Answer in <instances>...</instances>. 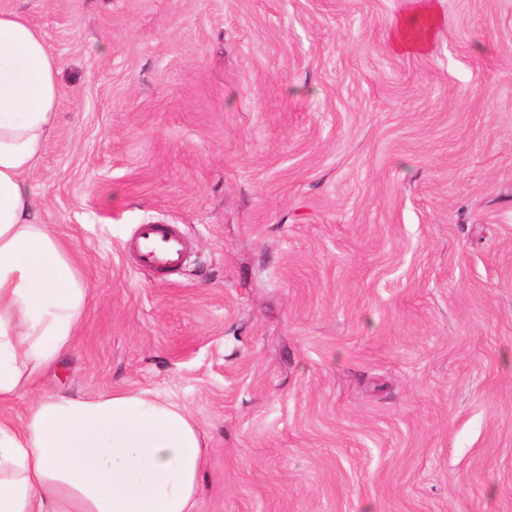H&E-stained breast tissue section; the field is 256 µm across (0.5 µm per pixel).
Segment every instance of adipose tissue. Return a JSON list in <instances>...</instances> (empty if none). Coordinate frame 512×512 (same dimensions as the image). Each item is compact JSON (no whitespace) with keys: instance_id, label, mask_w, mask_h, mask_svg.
I'll return each mask as SVG.
<instances>
[{"instance_id":"1","label":"adipose tissue","mask_w":512,"mask_h":512,"mask_svg":"<svg viewBox=\"0 0 512 512\" xmlns=\"http://www.w3.org/2000/svg\"><path fill=\"white\" fill-rule=\"evenodd\" d=\"M437 0H407L389 50L428 54ZM59 63L17 13H0V512H194L203 436L144 392L28 396L73 349L89 287L30 180L57 122Z\"/></svg>"}]
</instances>
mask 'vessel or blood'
I'll return each instance as SVG.
<instances>
[{
    "label": "vessel or blood",
    "instance_id": "b4317fda",
    "mask_svg": "<svg viewBox=\"0 0 512 512\" xmlns=\"http://www.w3.org/2000/svg\"><path fill=\"white\" fill-rule=\"evenodd\" d=\"M141 267L153 270L178 268L190 249V241L174 224H143L130 242Z\"/></svg>",
    "mask_w": 512,
    "mask_h": 512
}]
</instances>
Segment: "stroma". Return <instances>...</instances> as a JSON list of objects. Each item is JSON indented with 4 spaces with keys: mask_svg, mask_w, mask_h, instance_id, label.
Returning <instances> with one entry per match:
<instances>
[{
    "mask_svg": "<svg viewBox=\"0 0 512 512\" xmlns=\"http://www.w3.org/2000/svg\"><path fill=\"white\" fill-rule=\"evenodd\" d=\"M0 0L60 67L33 182L90 292L38 394L205 435L195 512H512V0ZM193 239L134 267L138 225ZM441 25L437 0H407L406 10L389 24L388 48L396 55H426Z\"/></svg>",
    "mask_w": 512,
    "mask_h": 512,
    "instance_id": "1",
    "label": "stroma"
}]
</instances>
